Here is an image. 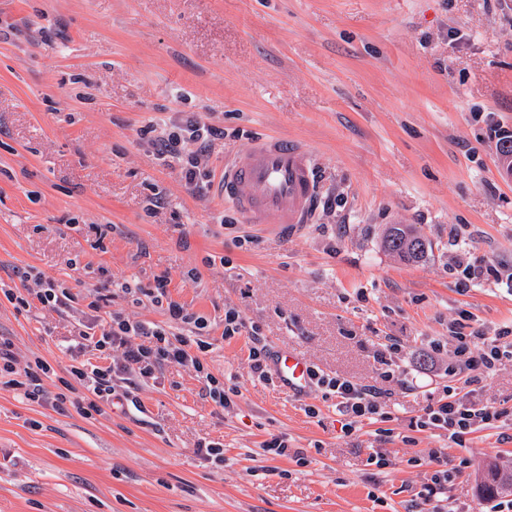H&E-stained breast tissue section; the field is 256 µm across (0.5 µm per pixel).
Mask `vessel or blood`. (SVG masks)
Returning a JSON list of instances; mask_svg holds the SVG:
<instances>
[{"label": "vessel or blood", "instance_id": "1", "mask_svg": "<svg viewBox=\"0 0 512 512\" xmlns=\"http://www.w3.org/2000/svg\"><path fill=\"white\" fill-rule=\"evenodd\" d=\"M220 195L253 224L274 225L296 234L316 215L319 185L310 151L280 136L256 139L228 163L220 177ZM273 368L281 387L292 394L311 386V368L296 350L280 349Z\"/></svg>", "mask_w": 512, "mask_h": 512}]
</instances>
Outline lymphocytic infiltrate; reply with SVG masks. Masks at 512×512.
Returning <instances> with one entry per match:
<instances>
[{
    "mask_svg": "<svg viewBox=\"0 0 512 512\" xmlns=\"http://www.w3.org/2000/svg\"><path fill=\"white\" fill-rule=\"evenodd\" d=\"M223 130L191 119L177 129H162L156 136L157 153L161 159L176 161L187 184H196L202 159L208 155L212 143L223 138ZM193 144L190 153H182L183 143ZM24 289L7 288L1 291L16 307L29 306L31 300L64 312L71 309L75 297L61 283L44 278L42 274L26 272ZM167 279L156 280L150 291L157 303H165L167 323L159 325L133 321L119 312L101 319L98 331H81L82 339L90 342L97 353L96 361H82L71 366L69 374L85 394L77 408L84 417L100 413L103 406L130 400L139 382L154 378L164 366L177 363L192 367L208 382L209 397L224 409H231L234 400L223 383L211 375L202 355L208 349L205 341L196 337L203 323L181 303L168 299ZM447 348L433 346V353L447 351L449 370L464 369L488 377L503 362L512 361V336H487L474 331L463 333L458 326L449 329ZM11 338L0 336V381L5 386L21 391L34 403L62 406L65 393L49 394L39 375L49 372L44 361H37L35 370H19ZM312 380L324 392L325 398L336 401V408L345 416V432L356 431L362 421L372 418L388 419L382 395L376 390L360 386L336 376L328 377L312 372ZM504 412L496 406L482 403L467 384L448 383L419 416L417 430H438L456 444H463L467 435L502 422Z\"/></svg>",
    "mask_w": 512,
    "mask_h": 512,
    "instance_id": "obj_1",
    "label": "lymphocytic infiltrate"
}]
</instances>
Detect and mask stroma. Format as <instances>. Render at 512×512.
<instances>
[{"label": "stroma", "mask_w": 512, "mask_h": 512, "mask_svg": "<svg viewBox=\"0 0 512 512\" xmlns=\"http://www.w3.org/2000/svg\"><path fill=\"white\" fill-rule=\"evenodd\" d=\"M194 117L224 131L200 187L147 131ZM504 130L512 0H0V282L20 287L33 268L76 297L60 313L0 294V334L20 366L46 360L41 382L58 391L73 351L94 356L79 323L166 322L147 295L164 277L206 322L210 370L238 391L224 411L171 364L135 402L87 419L0 384V512H427L428 448L459 471L453 512H495L477 481L491 461L512 470V420L461 446L414 422L448 383L430 342L454 322L512 328ZM279 134L314 155L320 184L315 222L294 236L247 223L218 190L225 159ZM390 224L417 228L422 261L383 248ZM472 267L490 273L467 281ZM116 281L142 290L89 310ZM228 309L268 347L378 389L391 421L347 436L320 388L256 380L247 336H222ZM280 435L303 461L264 453ZM210 440L222 465L197 453Z\"/></svg>", "instance_id": "35a3bbf8"}]
</instances>
